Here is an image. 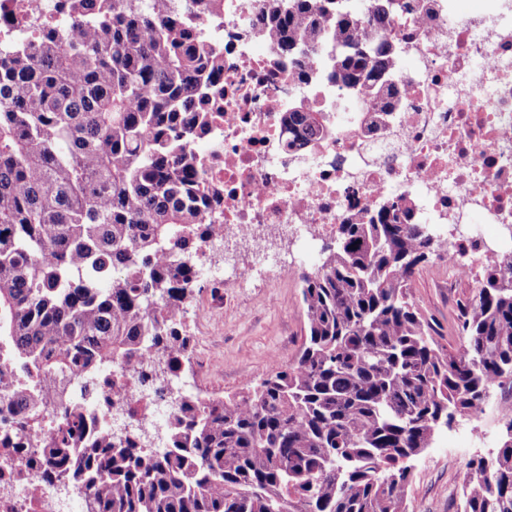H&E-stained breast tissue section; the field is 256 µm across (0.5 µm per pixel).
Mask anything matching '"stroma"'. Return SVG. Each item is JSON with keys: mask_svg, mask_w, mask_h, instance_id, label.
<instances>
[{"mask_svg": "<svg viewBox=\"0 0 512 512\" xmlns=\"http://www.w3.org/2000/svg\"><path fill=\"white\" fill-rule=\"evenodd\" d=\"M286 260L296 263L297 275L281 279L278 269L264 271L247 287L233 280L209 282L187 301L188 330L195 349L184 361L174 395L228 396L259 383L273 365L288 367L299 355L305 340L301 279L323 261L322 250L296 258L290 242L279 241ZM452 241L442 242L410 285L416 307L428 320L441 347L457 349L455 328L459 301L473 294L472 280L448 281V252ZM219 308L212 331L203 330V306ZM504 422L494 414L468 418L440 432L432 448L412 463L407 512H457L459 490L470 460L496 453Z\"/></svg>", "mask_w": 512, "mask_h": 512, "instance_id": "35a3bbf8", "label": "stroma"}]
</instances>
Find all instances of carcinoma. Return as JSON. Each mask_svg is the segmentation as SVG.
<instances>
[{"mask_svg":"<svg viewBox=\"0 0 512 512\" xmlns=\"http://www.w3.org/2000/svg\"><path fill=\"white\" fill-rule=\"evenodd\" d=\"M224 0H56L64 22L20 17L0 36V448L44 418L37 464L82 495L85 512H406L410 462L457 417L512 410V256L458 304L461 344L440 347L409 299L436 251L429 224L376 211L341 224L301 276L298 358L227 397L183 396L151 457L134 436L90 434L92 401L50 409L41 381L73 375L154 385L147 353L191 352L185 303L195 258L224 201L198 148L220 114L224 47L198 4ZM428 0H266L254 35L301 60L336 42L330 78L368 110L392 96L389 37ZM288 125L309 142L317 113ZM459 512H512V419L495 455L468 463Z\"/></svg>","mask_w":512,"mask_h":512,"instance_id":"obj_1","label":"carcinoma"}]
</instances>
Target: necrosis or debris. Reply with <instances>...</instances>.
Wrapping results in <instances>:
<instances>
[{
  "instance_id": "necrosis-or-debris-1",
  "label": "necrosis or debris",
  "mask_w": 512,
  "mask_h": 512,
  "mask_svg": "<svg viewBox=\"0 0 512 512\" xmlns=\"http://www.w3.org/2000/svg\"><path fill=\"white\" fill-rule=\"evenodd\" d=\"M262 3L224 0L219 17L203 20L224 45L223 114L206 149L224 215L203 253L223 251L242 284L267 266L287 278L293 266L275 246L281 234L313 245L401 199L418 223L464 245L469 264L449 262V281L512 254V0H481L468 13L458 0H432L424 16L397 18L399 57L414 66L394 68L395 94L378 112L358 111L329 79L327 49L281 65L272 43L252 33ZM296 110L320 114V140L289 130ZM102 402L118 433L171 411L169 399L130 376ZM27 442L20 452L0 448V512H71L58 485L39 475L38 437Z\"/></svg>"
}]
</instances>
